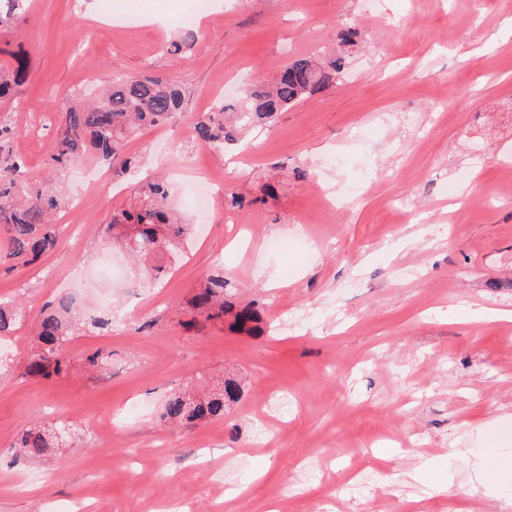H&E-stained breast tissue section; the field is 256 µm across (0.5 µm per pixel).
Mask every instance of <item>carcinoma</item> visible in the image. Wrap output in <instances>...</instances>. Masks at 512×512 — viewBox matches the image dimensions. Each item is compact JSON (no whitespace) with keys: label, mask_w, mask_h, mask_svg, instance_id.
Returning a JSON list of instances; mask_svg holds the SVG:
<instances>
[{"label":"carcinoma","mask_w":512,"mask_h":512,"mask_svg":"<svg viewBox=\"0 0 512 512\" xmlns=\"http://www.w3.org/2000/svg\"><path fill=\"white\" fill-rule=\"evenodd\" d=\"M26 0H0V26L10 24L25 10ZM195 34L186 29L164 44L162 52L177 55L192 49ZM346 59L299 56L281 70L269 86L253 82L245 86L236 100L218 101L212 110L193 117L196 140L219 153L235 146L242 134L271 124L276 116L335 86L343 77ZM187 90L178 81L163 76L124 74L98 98L74 104L62 114L61 132L55 144L51 165L61 170L89 156L102 169L116 176L130 173L137 160L126 155L125 146L142 130L159 127L185 112ZM19 130L7 115H0V232L5 235L9 255L35 261L55 247L56 238L48 228L59 210L69 204L62 187H42L32 183L23 158L13 150ZM169 188L157 179L132 185L127 204L112 211L103 232L121 243L136 259L146 261L158 253H181L192 224L168 207ZM227 203L240 210L259 202L235 189L224 192ZM233 289L224 278V268L209 271L191 300L193 312L207 321L231 316L230 328L250 334L262 332V315L254 301L235 305ZM26 312L14 301L0 300V340L15 335ZM112 324L111 312L90 317L75 299L61 294L40 311L36 338L41 351L26 365V372L50 379L67 370L62 344L85 329L105 330ZM239 384L234 379L204 396L172 393L166 400L161 421L188 426L224 417L226 402L237 400ZM72 439L71 428L48 426L25 430L13 446L19 458L43 457L64 448Z\"/></svg>","instance_id":"carcinoma-1"}]
</instances>
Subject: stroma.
Returning a JSON list of instances; mask_svg holds the SVG:
<instances>
[{
  "mask_svg": "<svg viewBox=\"0 0 512 512\" xmlns=\"http://www.w3.org/2000/svg\"><path fill=\"white\" fill-rule=\"evenodd\" d=\"M0 31V66L17 76L1 108L21 130L14 149L32 179L50 170L56 132L45 115L119 73L174 78L186 114L126 146L143 173L171 174L170 205L193 224L184 255L158 282L124 248L95 235L125 201L122 180L59 218L56 247L33 264L6 256L0 299L29 316L1 349L0 512H386L443 504L438 481L469 482L480 428L508 416L512 433V36L489 43L512 0H99L101 23L74 0H31ZM192 17V51L162 54ZM363 29L348 75L254 130L243 151L194 149L192 114L239 85L272 79L294 57L321 55L337 23ZM223 167L258 202L199 218L192 179ZM275 196L262 195L264 183ZM359 182L353 205L337 185ZM116 256L137 293L112 290V325L64 350L68 370L25 375L35 321L55 295L85 308L82 273ZM239 300L258 301L259 336L221 321L190 326V301L215 265ZM108 352L104 371L85 359ZM241 398L224 416L173 429L159 421L171 391L198 394L220 376ZM73 423L69 447L17 459L36 425Z\"/></svg>",
  "mask_w": 512,
  "mask_h": 512,
  "instance_id": "stroma-1",
  "label": "stroma"
}]
</instances>
